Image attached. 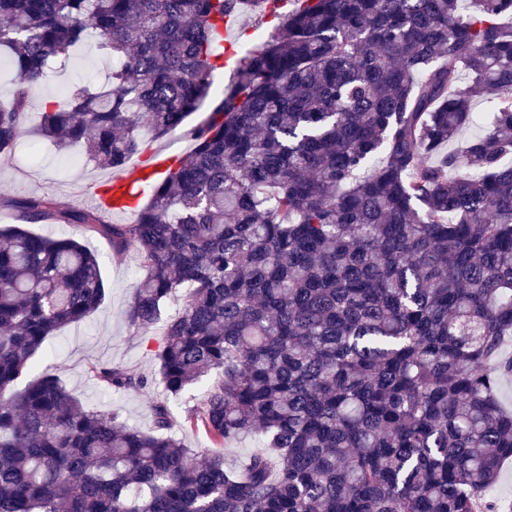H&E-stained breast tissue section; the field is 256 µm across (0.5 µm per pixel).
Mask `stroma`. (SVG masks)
Wrapping results in <instances>:
<instances>
[{
    "instance_id": "stroma-1",
    "label": "stroma",
    "mask_w": 512,
    "mask_h": 512,
    "mask_svg": "<svg viewBox=\"0 0 512 512\" xmlns=\"http://www.w3.org/2000/svg\"><path fill=\"white\" fill-rule=\"evenodd\" d=\"M109 62L97 42L75 46L70 62L56 66L33 92L31 110L39 111L45 101L56 99L58 88L71 92L80 87L102 85ZM111 176V171L89 162L79 149L38 143L29 133H22L12 154L0 161V225L15 221L11 201L35 193L52 195L64 208L93 207V187ZM30 229L42 235L77 239L98 254L108 288L104 303L92 317L65 325L57 336L46 340L35 359L36 368L51 367L88 408L115 411L131 424L149 427L152 422L149 395L137 390L112 395L88 373L93 363L120 365L134 375H150L158 370L155 351L162 339L161 330L142 334L126 318L134 291L143 278L136 253L115 255L107 240L75 224L37 222Z\"/></svg>"
}]
</instances>
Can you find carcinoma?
<instances>
[{"mask_svg":"<svg viewBox=\"0 0 512 512\" xmlns=\"http://www.w3.org/2000/svg\"><path fill=\"white\" fill-rule=\"evenodd\" d=\"M278 2L0 0L20 77L0 155L50 62L92 36L110 80L49 102L38 131L124 171L211 95L224 16ZM289 2L131 223L34 194L0 227V512L504 509L483 499L512 458V0ZM476 88L489 126L452 151ZM49 219L138 256L127 320L163 324L159 372L90 373L115 395L162 387L149 429L34 374L45 340L106 296L97 255L22 227ZM213 373L183 418L213 445L201 455L171 433V400Z\"/></svg>","mask_w":512,"mask_h":512,"instance_id":"carcinoma-1","label":"carcinoma"}]
</instances>
